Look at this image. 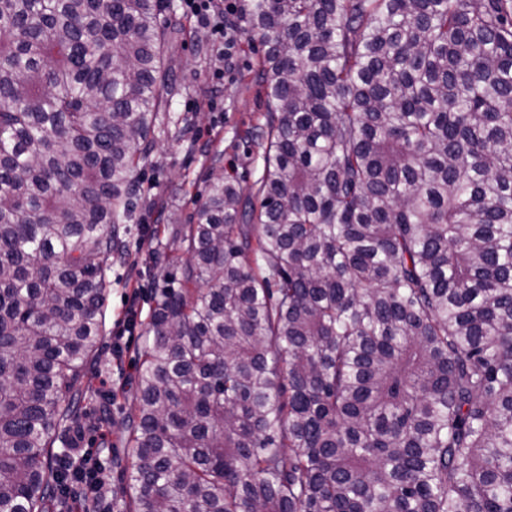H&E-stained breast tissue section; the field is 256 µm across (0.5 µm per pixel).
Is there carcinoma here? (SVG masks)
I'll use <instances>...</instances> for the list:
<instances>
[{
	"label": "carcinoma",
	"mask_w": 512,
	"mask_h": 512,
	"mask_svg": "<svg viewBox=\"0 0 512 512\" xmlns=\"http://www.w3.org/2000/svg\"><path fill=\"white\" fill-rule=\"evenodd\" d=\"M271 111L155 283L123 512H512V0H244ZM174 0H0V512H83L78 411Z\"/></svg>",
	"instance_id": "obj_1"
}]
</instances>
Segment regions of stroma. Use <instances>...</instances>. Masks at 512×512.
Instances as JSON below:
<instances>
[{"instance_id": "stroma-1", "label": "stroma", "mask_w": 512, "mask_h": 512, "mask_svg": "<svg viewBox=\"0 0 512 512\" xmlns=\"http://www.w3.org/2000/svg\"><path fill=\"white\" fill-rule=\"evenodd\" d=\"M177 14L186 36L166 57L179 89L170 108L161 113L157 147L140 172L145 207L142 223L158 228L189 223L205 192L213 163L226 174L250 186L257 178L261 159L257 148L247 147V135L257 134L267 122V108L258 77L260 42H248L236 32L233 51H225L206 27L185 9ZM166 250V236L151 238L134 232L128 253L112 264L106 318V336L98 363L87 371L84 415L87 438L96 446L118 450L105 465L103 512H120L124 478L131 461L121 454L123 417L128 409L124 394L143 345V325L128 327L126 299L136 296L141 312H148L153 292L145 266L135 257L152 249ZM112 395L110 415H102V396Z\"/></svg>"}]
</instances>
